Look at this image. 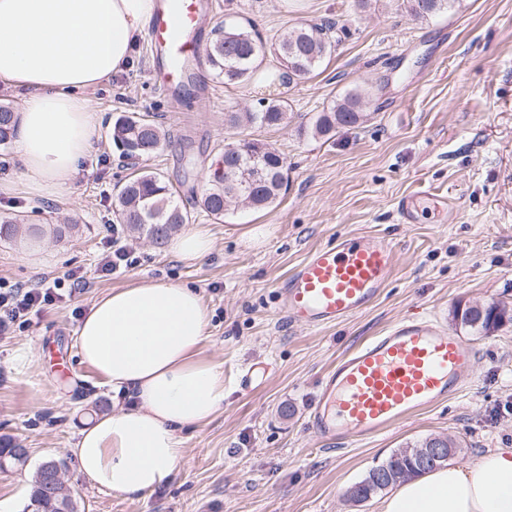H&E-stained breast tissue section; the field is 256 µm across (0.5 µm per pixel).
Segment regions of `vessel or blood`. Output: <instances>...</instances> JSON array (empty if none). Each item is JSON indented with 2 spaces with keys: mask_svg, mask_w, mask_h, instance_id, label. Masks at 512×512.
Returning a JSON list of instances; mask_svg holds the SVG:
<instances>
[{
  "mask_svg": "<svg viewBox=\"0 0 512 512\" xmlns=\"http://www.w3.org/2000/svg\"><path fill=\"white\" fill-rule=\"evenodd\" d=\"M207 10L203 0H161L147 28L156 49L155 86L168 98L183 89L184 61L202 49ZM437 208L446 196L431 190L399 204L404 222L417 199ZM393 246L376 236H354L311 250L278 285V303L289 321L321 329L367 309L389 283ZM474 353L431 317L400 320L369 337L329 369L309 426L330 444L377 436L416 413L459 394L473 369Z\"/></svg>",
  "mask_w": 512,
  "mask_h": 512,
  "instance_id": "b4317fda",
  "label": "vessel or blood"
}]
</instances>
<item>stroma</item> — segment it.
I'll return each mask as SVG.
<instances>
[{"label": "stroma", "mask_w": 512, "mask_h": 512, "mask_svg": "<svg viewBox=\"0 0 512 512\" xmlns=\"http://www.w3.org/2000/svg\"><path fill=\"white\" fill-rule=\"evenodd\" d=\"M212 22L250 20L267 40L300 23L339 18L348 27L330 57L286 88L291 104L279 129H251L252 138L286 159L288 189L277 206L253 213L229 208L223 221L195 204L232 134L226 111L257 109L273 89L255 80L218 83L206 62L185 80L181 110L150 77L147 41L133 66L91 92L97 141L70 182L54 194H0V209L45 230L42 266L20 242L0 241V280L26 286L69 272L85 278L72 298L0 335V437L26 448L22 465L0 469V512H27L35 472L63 460V479L78 512H377L345 493L394 450L428 436L461 445L453 463L467 465L491 448H512V322L483 335L455 324L460 304L492 301L512 307V0H460L451 12L414 17L407 0H214ZM373 89L362 124L337 128L331 139L311 133L315 116L354 87ZM154 115L169 131L163 149L143 161L179 190L190 226L208 230L213 250L196 265L168 248L122 236L137 263L119 276L97 270L103 239L119 216L115 187L128 171L112 146L114 119ZM192 153L195 173L182 158ZM432 189L452 207L439 214L417 203L402 223L401 199ZM367 234L396 252L388 286L363 313L319 330L290 323L276 285L315 247ZM141 280L198 288L211 313L201 359L223 364L224 409L184 434L186 457L175 476L151 494L128 499L97 487L71 454L84 425L112 409V390L80 360L76 330L93 303ZM432 315L450 335L478 352L475 369L455 398L348 446L319 442L307 414L325 370L337 357L405 316ZM273 369L242 392V368Z\"/></svg>", "instance_id": "1"}]
</instances>
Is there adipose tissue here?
<instances>
[{
	"instance_id": "1",
	"label": "adipose tissue",
	"mask_w": 512,
	"mask_h": 512,
	"mask_svg": "<svg viewBox=\"0 0 512 512\" xmlns=\"http://www.w3.org/2000/svg\"><path fill=\"white\" fill-rule=\"evenodd\" d=\"M157 0H0V83L20 90L16 151L28 192L68 183L92 149L87 92L132 60ZM211 316L197 289L140 281L99 298L77 347L116 405L80 433L73 456L99 488L139 498L171 480L184 430L224 409L221 364L199 358ZM379 512H512V448L401 483Z\"/></svg>"
}]
</instances>
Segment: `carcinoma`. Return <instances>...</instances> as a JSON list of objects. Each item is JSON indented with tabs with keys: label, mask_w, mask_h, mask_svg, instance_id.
Listing matches in <instances>:
<instances>
[{
	"label": "carcinoma",
	"mask_w": 512,
	"mask_h": 512,
	"mask_svg": "<svg viewBox=\"0 0 512 512\" xmlns=\"http://www.w3.org/2000/svg\"><path fill=\"white\" fill-rule=\"evenodd\" d=\"M456 0H409L411 12L422 19L431 18L454 7ZM339 22L329 25L301 24L279 35L274 42H265L252 25L218 23L214 37L205 49L206 62L215 76L227 86L244 84L257 75L267 57L287 68L278 73L266 74L265 81L289 85L313 74L331 54L333 33L344 31ZM373 92L357 88L343 99L319 113L312 124L315 136L327 137L338 126L355 125L364 117ZM288 97L277 96L260 102L255 112H226L224 125L235 131L238 138L224 144L223 165L207 180V188L198 200L199 207L213 219L222 221L226 206L235 204L242 209H266L277 203L287 189L284 158L274 149L258 150L261 141L244 134L247 127L258 125L275 129L288 119ZM17 117L14 108L0 102V145L7 144L15 134ZM167 133L162 124L131 112L118 116L112 124L111 138L119 151V158L133 169V175L119 186L117 200L120 220L130 231L149 238L156 246L164 245L176 227L189 222V213L174 199V192L163 177L139 166V161L149 157L166 142ZM260 163L263 177L254 180V165ZM42 230L23 227V219L12 212L0 213V241L11 242L28 236L38 238ZM454 320L479 333L497 330L504 320L512 321V310L499 302L481 307H456ZM428 440L395 450L381 466L390 471H405L417 476L433 469L414 455L417 448H424ZM383 489L363 478L351 486L346 497L373 498ZM60 495L53 481L36 472L31 499L40 504L42 512H59Z\"/></svg>",
	"instance_id": "carcinoma-1"
}]
</instances>
